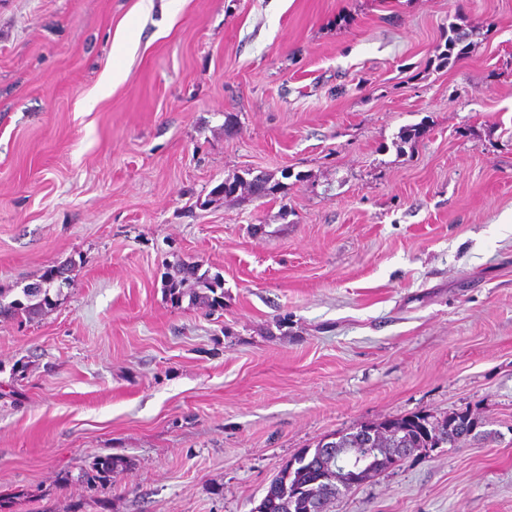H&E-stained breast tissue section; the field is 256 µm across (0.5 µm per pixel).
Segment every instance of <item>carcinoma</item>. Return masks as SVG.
<instances>
[{
    "instance_id": "carcinoma-1",
    "label": "carcinoma",
    "mask_w": 512,
    "mask_h": 512,
    "mask_svg": "<svg viewBox=\"0 0 512 512\" xmlns=\"http://www.w3.org/2000/svg\"><path fill=\"white\" fill-rule=\"evenodd\" d=\"M230 197L244 189L253 197L264 198L276 187L269 178L256 175L247 180L242 176L224 180ZM58 281L55 273H49L41 282L29 284L17 294L20 301H5L0 294V312L35 311L53 304L51 290ZM478 427V421L464 413L453 412L443 416L416 412L400 418L387 419L379 423L362 424L354 427L350 435L354 440L348 447L352 451L341 456L332 455L328 449L315 445L306 448L292 458L270 484L266 495L255 508V512H308L312 502L321 501L324 507L338 497L336 470L347 468L358 475L361 481L373 479L395 463L389 455L379 454L373 448H360V437L372 432L376 435L379 448H435L443 436L452 434L453 447L470 440L469 432Z\"/></svg>"
}]
</instances>
